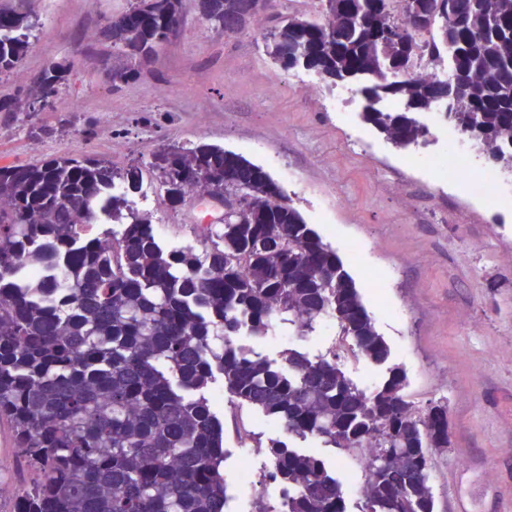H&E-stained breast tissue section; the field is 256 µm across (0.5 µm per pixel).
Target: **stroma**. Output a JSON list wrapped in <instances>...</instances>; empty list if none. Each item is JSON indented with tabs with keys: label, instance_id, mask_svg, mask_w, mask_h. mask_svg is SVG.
<instances>
[{
	"label": "stroma",
	"instance_id": "stroma-1",
	"mask_svg": "<svg viewBox=\"0 0 512 512\" xmlns=\"http://www.w3.org/2000/svg\"><path fill=\"white\" fill-rule=\"evenodd\" d=\"M32 47L23 60L27 81L0 76V101L23 97L29 79L52 63L66 67L54 110L43 113L46 134L0 112V165L48 157L105 156L123 167L149 160L160 146L217 145L261 166L331 244L353 277L390 356L344 365L347 377L371 392L399 368L420 406L448 407L447 449L431 453L435 512H512V209L467 197L419 163L420 149H399L351 114L329 107L331 81L309 90L308 70L280 68L268 55L272 16L308 17L310 0H273L270 16L227 34L184 0L182 31L155 58L129 63L111 44L86 39L128 0H27ZM135 66V80L116 86L113 70ZM133 199L168 241L197 244L204 209L170 208L144 182ZM325 323L309 336L287 332L244 345L269 359L294 348L316 353L332 339ZM210 397L224 421L225 476L245 447L286 440L281 424L231 404L223 382ZM301 449L327 461L345 492L348 512L358 501V472L335 448L309 439Z\"/></svg>",
	"mask_w": 512,
	"mask_h": 512
}]
</instances>
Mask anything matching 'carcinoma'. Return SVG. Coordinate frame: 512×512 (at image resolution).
Here are the masks:
<instances>
[{"label": "carcinoma", "instance_id": "1", "mask_svg": "<svg viewBox=\"0 0 512 512\" xmlns=\"http://www.w3.org/2000/svg\"><path fill=\"white\" fill-rule=\"evenodd\" d=\"M272 0H197L232 34ZM317 19L279 16L267 48L358 87L363 118L397 148L429 130L448 81L408 70L451 54L449 109L488 159L512 169V0H320ZM183 0H132L93 40L147 60L170 40ZM24 0L0 5V71L30 49ZM65 67L42 71L27 100L59 94ZM152 173L174 208L224 194V223L207 245H166L129 195ZM116 184L124 192L111 193ZM121 225L100 235L103 217ZM112 239V250L103 241ZM333 321L339 347L375 363L389 350L352 277L281 187L242 155L208 144L168 145L144 165L51 157L0 166V424L21 474L17 512H224V422L208 391L277 419L288 437L324 448L373 449L364 512H434L426 449L448 447V406L419 407L398 369L367 393L339 354L290 349L272 361L239 342L297 336ZM280 497L263 512H347L341 483L316 454L268 446Z\"/></svg>", "mask_w": 512, "mask_h": 512}]
</instances>
